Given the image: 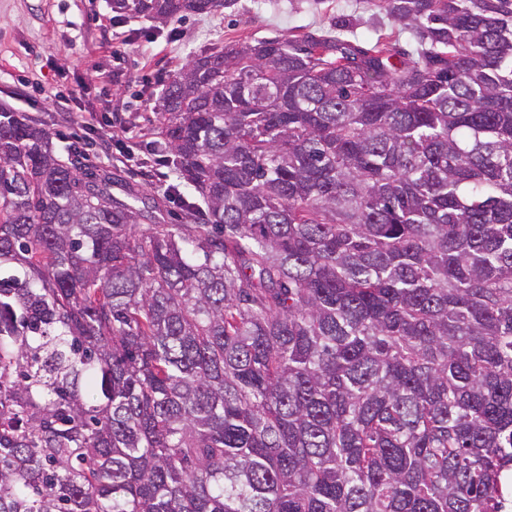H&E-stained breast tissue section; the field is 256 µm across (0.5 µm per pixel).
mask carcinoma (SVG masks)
Here are the masks:
<instances>
[{
	"label": "carcinoma",
	"mask_w": 512,
	"mask_h": 512,
	"mask_svg": "<svg viewBox=\"0 0 512 512\" xmlns=\"http://www.w3.org/2000/svg\"><path fill=\"white\" fill-rule=\"evenodd\" d=\"M377 7L164 84L191 224L0 112V512L512 508V0Z\"/></svg>",
	"instance_id": "carcinoma-1"
}]
</instances>
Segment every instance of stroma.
I'll return each mask as SVG.
<instances>
[{
  "mask_svg": "<svg viewBox=\"0 0 512 512\" xmlns=\"http://www.w3.org/2000/svg\"><path fill=\"white\" fill-rule=\"evenodd\" d=\"M332 33L355 47L412 50L407 32L374 0H232L209 15L167 23L127 19L110 0H0V105L41 120L63 154L112 175V194L162 200L166 223L185 211L162 189L175 172L127 149L155 140L164 84L200 51L270 37ZM121 53H114V46ZM92 117L83 125L81 116Z\"/></svg>",
  "mask_w": 512,
  "mask_h": 512,
  "instance_id": "1",
  "label": "stroma"
}]
</instances>
